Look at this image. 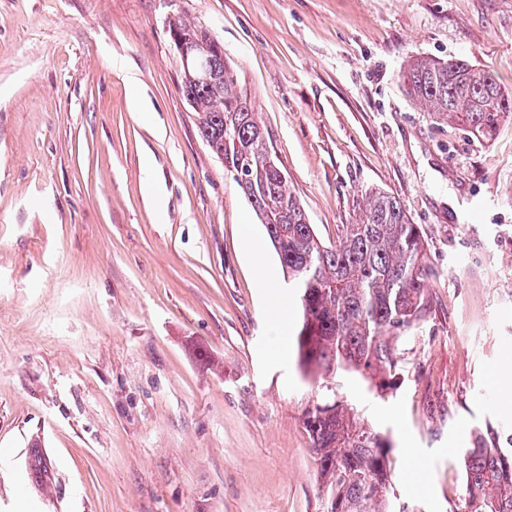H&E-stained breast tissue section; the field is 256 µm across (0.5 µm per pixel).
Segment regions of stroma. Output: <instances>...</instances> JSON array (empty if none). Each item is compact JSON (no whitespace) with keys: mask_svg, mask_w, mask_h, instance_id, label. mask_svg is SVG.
<instances>
[{"mask_svg":"<svg viewBox=\"0 0 512 512\" xmlns=\"http://www.w3.org/2000/svg\"><path fill=\"white\" fill-rule=\"evenodd\" d=\"M175 18L221 42L324 241L367 188L420 225L431 313L392 390L342 394L392 444L396 512H458L460 448L512 428V121L468 139L401 73L455 57L512 90V0H0V512H323L298 299L263 302L249 240L283 270Z\"/></svg>","mask_w":512,"mask_h":512,"instance_id":"stroma-1","label":"stroma"}]
</instances>
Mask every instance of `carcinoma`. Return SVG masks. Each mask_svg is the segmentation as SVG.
I'll return each mask as SVG.
<instances>
[{"mask_svg": "<svg viewBox=\"0 0 512 512\" xmlns=\"http://www.w3.org/2000/svg\"><path fill=\"white\" fill-rule=\"evenodd\" d=\"M172 40L210 57L211 80L183 65L182 93L298 289L301 323L295 336L299 368L320 372L315 399L303 411L323 494L334 512H391L389 440L338 395L340 378L359 375L383 394L394 386L400 345L426 320L432 274L420 226L393 195L370 189L357 201L359 219L325 242L270 161L269 135L255 105L209 30L177 19ZM408 96L437 123L462 126L490 140L512 119V92L495 75L464 60L411 57L402 72ZM466 495L461 512H512V435L476 437L461 451Z\"/></svg>", "mask_w": 512, "mask_h": 512, "instance_id": "carcinoma-1", "label": "carcinoma"}]
</instances>
